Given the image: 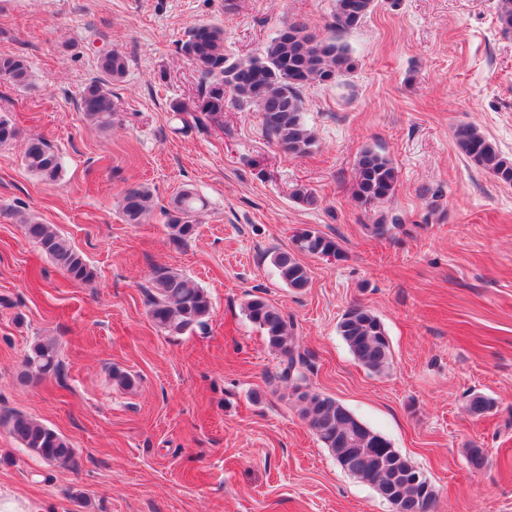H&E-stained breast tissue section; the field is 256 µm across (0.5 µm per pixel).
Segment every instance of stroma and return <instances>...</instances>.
<instances>
[{
    "label": "stroma",
    "mask_w": 512,
    "mask_h": 512,
    "mask_svg": "<svg viewBox=\"0 0 512 512\" xmlns=\"http://www.w3.org/2000/svg\"><path fill=\"white\" fill-rule=\"evenodd\" d=\"M333 0H0V55L27 59L28 86L0 77V491L43 512H391L344 473L277 380L280 358L244 315L261 295L294 325L313 360L309 382L388 438L437 492L434 512H512V184L476 168L454 129L477 126L512 157V33L496 0H377L346 34L357 69L304 88L316 144L294 157L258 112L225 101L223 122L190 113L205 93L181 52L189 28H224L233 59L263 54L285 24L326 34ZM129 60L112 84V126L79 112L100 51ZM187 106L176 117L175 104ZM44 137L64 163L43 181L22 155ZM398 171L393 197L351 196L364 148ZM153 191L145 223L121 217L117 194ZM317 201L302 205L296 186ZM183 188L207 202L193 237L172 240L167 211ZM55 225L87 258L71 281L23 233L20 215ZM386 225L383 235L373 225ZM335 237L339 260L304 257L308 288L271 264L297 230ZM193 277L212 310L205 328L159 329L146 292L154 266ZM390 337L384 372L359 364L337 332L351 306ZM54 340L61 377L20 382L36 339ZM129 373L118 387L113 370ZM492 398L481 417L472 395ZM19 412L65 436L74 466L23 450ZM486 463L472 469L469 448ZM83 492L85 504L72 495Z\"/></svg>",
    "instance_id": "obj_1"
}]
</instances>
